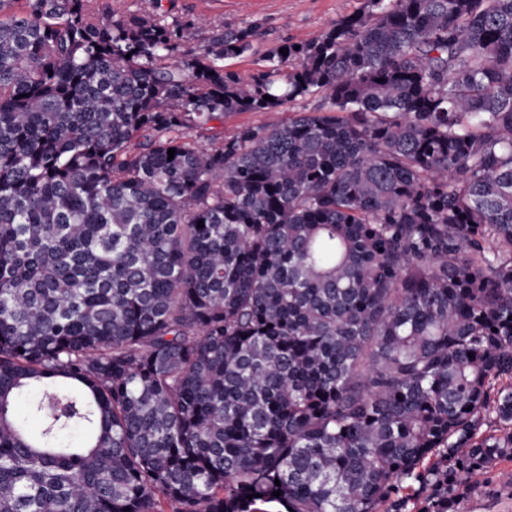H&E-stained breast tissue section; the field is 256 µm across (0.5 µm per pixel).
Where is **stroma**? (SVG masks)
<instances>
[{"label":"stroma","mask_w":512,"mask_h":512,"mask_svg":"<svg viewBox=\"0 0 512 512\" xmlns=\"http://www.w3.org/2000/svg\"><path fill=\"white\" fill-rule=\"evenodd\" d=\"M171 18L200 23L198 40L181 49L184 57L197 54L202 41L213 32L257 20L263 25L256 42V54L231 61L230 67L242 79H250L262 68V56L269 49L288 42H304L318 37L338 18L352 13L361 0H163ZM319 105L311 99L288 105L279 112H241L211 124L212 134L229 135L248 125L280 123L293 112H310ZM459 512H512V459L501 461L477 484L460 506Z\"/></svg>","instance_id":"35a3bbf8"}]
</instances>
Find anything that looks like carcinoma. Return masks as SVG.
Segmentation results:
<instances>
[{
    "label": "carcinoma",
    "mask_w": 512,
    "mask_h": 512,
    "mask_svg": "<svg viewBox=\"0 0 512 512\" xmlns=\"http://www.w3.org/2000/svg\"><path fill=\"white\" fill-rule=\"evenodd\" d=\"M260 29L0 0V512H457L512 459V0L245 82ZM317 99H309L298 105H286L282 112H241L228 117H224L223 123L220 121H212L207 127H212L206 131L205 137L201 138L203 145L209 144L212 135H230L237 129L248 125L274 124L288 120L289 116H293V112H311L319 105Z\"/></svg>",
    "instance_id": "carcinoma-1"
}]
</instances>
